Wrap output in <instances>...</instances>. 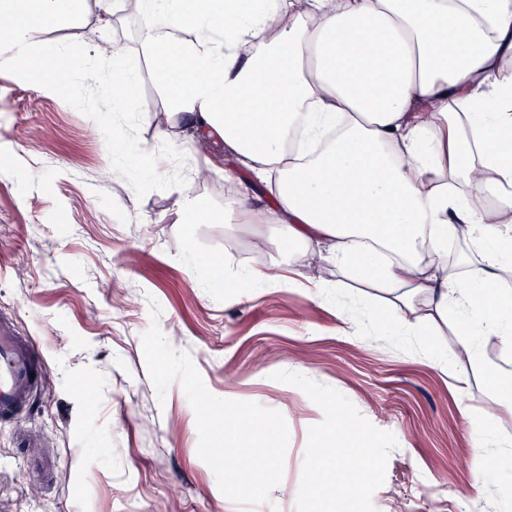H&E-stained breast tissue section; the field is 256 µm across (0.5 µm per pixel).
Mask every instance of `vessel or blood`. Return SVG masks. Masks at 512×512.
<instances>
[{
    "label": "vessel or blood",
    "mask_w": 512,
    "mask_h": 512,
    "mask_svg": "<svg viewBox=\"0 0 512 512\" xmlns=\"http://www.w3.org/2000/svg\"><path fill=\"white\" fill-rule=\"evenodd\" d=\"M40 349L30 338L0 325V418L6 419L28 400L36 387Z\"/></svg>",
    "instance_id": "b4317fda"
}]
</instances>
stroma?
<instances>
[{"label": "stroma", "instance_id": "obj_1", "mask_svg": "<svg viewBox=\"0 0 512 512\" xmlns=\"http://www.w3.org/2000/svg\"><path fill=\"white\" fill-rule=\"evenodd\" d=\"M135 0H86L80 23L38 32L90 54L122 45L144 76L141 145L157 151L164 100L140 55ZM185 187L137 197L112 167L97 123L43 87L0 71V322L40 346L30 403L0 423V512H506L512 460V353L495 340L488 370L467 384L431 361L449 328L337 332V304L354 318L385 302L372 288L336 297L289 282L291 247L266 225L197 222L190 203L224 210L219 146L184 136ZM255 265L270 279L250 292L210 285L209 261ZM170 346L189 352L206 388L280 412L289 439L270 501L227 498L198 455L196 416L180 385L158 394L143 354L150 301ZM365 447L346 449L368 477L312 484L315 448L341 421ZM484 434H477L474 422ZM484 460L487 483L472 479Z\"/></svg>", "mask_w": 512, "mask_h": 512}]
</instances>
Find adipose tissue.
<instances>
[{
  "instance_id": "1",
  "label": "adipose tissue",
  "mask_w": 512,
  "mask_h": 512,
  "mask_svg": "<svg viewBox=\"0 0 512 512\" xmlns=\"http://www.w3.org/2000/svg\"><path fill=\"white\" fill-rule=\"evenodd\" d=\"M137 5L167 105L157 140L223 144L226 209L386 292L405 335L452 324L435 364L459 382L485 340L512 351V0Z\"/></svg>"
}]
</instances>
